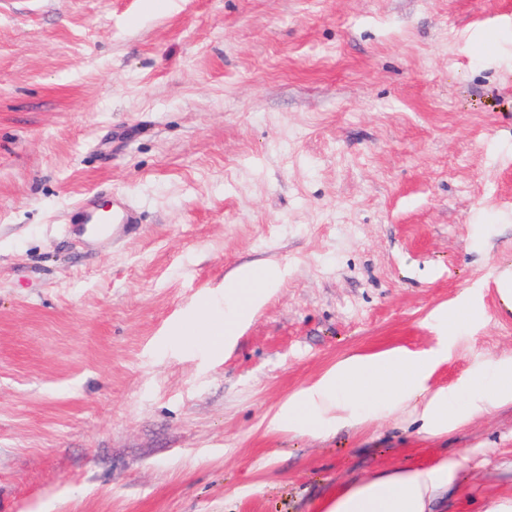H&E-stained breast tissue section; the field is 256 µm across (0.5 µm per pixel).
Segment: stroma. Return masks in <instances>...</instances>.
<instances>
[{"mask_svg":"<svg viewBox=\"0 0 512 512\" xmlns=\"http://www.w3.org/2000/svg\"><path fill=\"white\" fill-rule=\"evenodd\" d=\"M92 191L139 224L68 233ZM244 264L278 288L195 345ZM511 277L512 0H0V512H324L442 458L441 512H483L512 404L440 438L408 407L269 420L391 347L468 390L512 358Z\"/></svg>","mask_w":512,"mask_h":512,"instance_id":"obj_1","label":"stroma"}]
</instances>
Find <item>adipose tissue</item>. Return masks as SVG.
<instances>
[{"instance_id": "adipose-tissue-1", "label": "adipose tissue", "mask_w": 512, "mask_h": 512, "mask_svg": "<svg viewBox=\"0 0 512 512\" xmlns=\"http://www.w3.org/2000/svg\"><path fill=\"white\" fill-rule=\"evenodd\" d=\"M278 280L273 269H237L224 281L223 316H215L209 300L198 302L194 334L208 337L215 346H232ZM434 364L431 352L401 348L349 356L311 388L289 398L270 425L288 433L315 435L321 431L324 415L349 402L364 400L390 413L417 400L423 432L442 436L474 413H487L512 402V361L498 363L491 381H474L481 398L468 405L461 403L454 390L427 392ZM455 478V464L445 459L428 467L399 468L351 483L332 500L327 512H432L433 503Z\"/></svg>"}]
</instances>
